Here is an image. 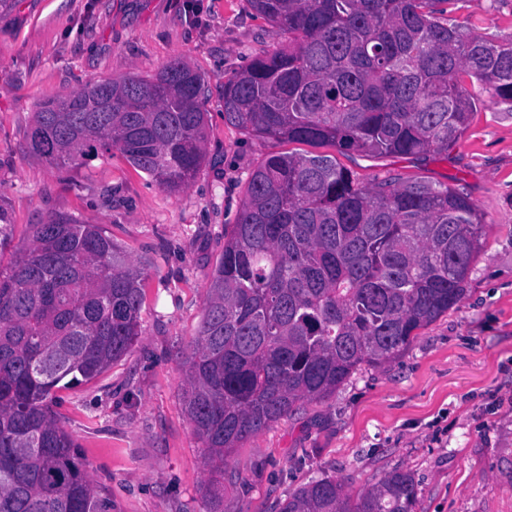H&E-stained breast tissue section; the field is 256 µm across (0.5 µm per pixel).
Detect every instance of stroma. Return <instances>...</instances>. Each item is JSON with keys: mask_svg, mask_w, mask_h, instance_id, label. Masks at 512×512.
Returning a JSON list of instances; mask_svg holds the SVG:
<instances>
[{"mask_svg": "<svg viewBox=\"0 0 512 512\" xmlns=\"http://www.w3.org/2000/svg\"><path fill=\"white\" fill-rule=\"evenodd\" d=\"M446 18L512 38V0H446ZM280 41L248 0H9L0 7V203L15 241L55 214L103 225L147 264L141 334L97 380L59 391L61 426L112 512H209L201 443L184 407L183 373L207 275L224 251L251 169L291 146L224 120V80ZM173 61L204 74L206 158L169 194L120 153L78 170L22 150L38 103L89 81L151 76ZM482 99L447 157L336 154L363 184L423 179L466 194L482 249L461 302L395 360L362 368L331 397L248 438L224 462L221 512H278L320 477L357 496L411 473L414 512H512V105ZM114 187L113 202L103 197Z\"/></svg>", "mask_w": 512, "mask_h": 512, "instance_id": "stroma-1", "label": "stroma"}]
</instances>
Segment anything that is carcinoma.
I'll return each instance as SVG.
<instances>
[{"instance_id":"obj_1","label":"carcinoma","mask_w":512,"mask_h":512,"mask_svg":"<svg viewBox=\"0 0 512 512\" xmlns=\"http://www.w3.org/2000/svg\"><path fill=\"white\" fill-rule=\"evenodd\" d=\"M445 0H249L288 44L224 80V121L279 143L368 158L448 156L478 99L512 104V40L441 17ZM205 79L174 61L155 75L90 82L38 104L24 150L82 168L119 151L159 189L186 188L205 160ZM481 216L425 180L358 183L336 158L274 152L252 170L209 274L185 362L184 409L205 448L208 493L224 457L362 366L396 359L461 301ZM13 238L0 203V250ZM145 268L100 224L30 225L0 268V512H112L58 423L57 392L89 383L140 335ZM412 474L353 499L331 477L279 512H414Z\"/></svg>"}]
</instances>
